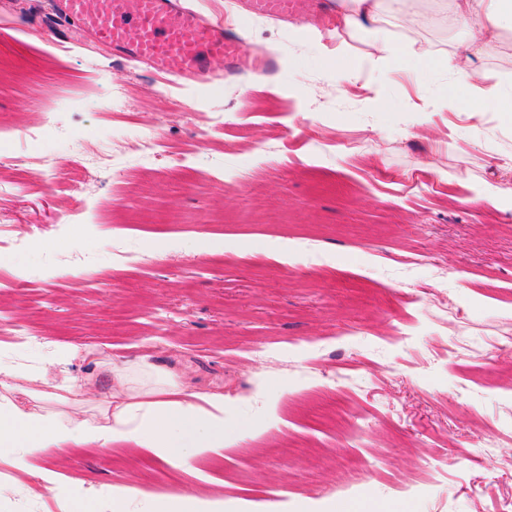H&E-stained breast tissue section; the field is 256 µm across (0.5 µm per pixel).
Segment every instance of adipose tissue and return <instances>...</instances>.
Returning a JSON list of instances; mask_svg holds the SVG:
<instances>
[{
  "instance_id": "ef3b65f1",
  "label": "adipose tissue",
  "mask_w": 512,
  "mask_h": 512,
  "mask_svg": "<svg viewBox=\"0 0 512 512\" xmlns=\"http://www.w3.org/2000/svg\"><path fill=\"white\" fill-rule=\"evenodd\" d=\"M342 2V21L350 29L379 23L388 11L413 7L412 0ZM451 2L453 23L470 37L442 59V67L471 91L474 108L493 106L512 112V86L485 84L477 64L487 40L497 38L502 29H512V0ZM96 364L111 374L112 392L104 396L94 419L27 409L0 393V447L13 449L14 468L34 473L45 490L65 496L68 512H91L96 502L110 505L112 512H224L223 496L205 491L161 496L119 485L86 494L55 469H32V459L50 448L130 445L181 466L223 452L228 433L223 395L187 394L171 384L148 385V378L157 372L149 362L130 371L113 367L104 358Z\"/></svg>"
}]
</instances>
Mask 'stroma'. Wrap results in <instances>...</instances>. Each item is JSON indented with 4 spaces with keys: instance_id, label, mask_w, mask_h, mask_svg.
<instances>
[{
    "instance_id": "35a3bbf8",
    "label": "stroma",
    "mask_w": 512,
    "mask_h": 512,
    "mask_svg": "<svg viewBox=\"0 0 512 512\" xmlns=\"http://www.w3.org/2000/svg\"><path fill=\"white\" fill-rule=\"evenodd\" d=\"M297 11L239 17L267 75L212 59L179 89L108 46L48 45L58 0H0V359L75 347L41 386L59 412L94 414L102 355L230 408L223 455L187 466L116 447L42 463L229 508L512 512V112L470 111L439 66L466 38L446 0L376 32L336 0ZM379 32L391 79L337 74V46L363 64ZM480 66L512 82V31ZM67 380L78 402L55 401ZM0 485V512H61L4 458Z\"/></svg>"
}]
</instances>
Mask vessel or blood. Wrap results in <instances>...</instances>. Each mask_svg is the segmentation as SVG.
<instances>
[{"label":"vessel or blood","instance_id":"vessel-or-blood-1","mask_svg":"<svg viewBox=\"0 0 512 512\" xmlns=\"http://www.w3.org/2000/svg\"><path fill=\"white\" fill-rule=\"evenodd\" d=\"M253 14L284 18L295 0H249ZM64 20L112 47L120 57L181 78L203 74L208 59L243 66L239 38L180 0H61Z\"/></svg>","mask_w":512,"mask_h":512}]
</instances>
